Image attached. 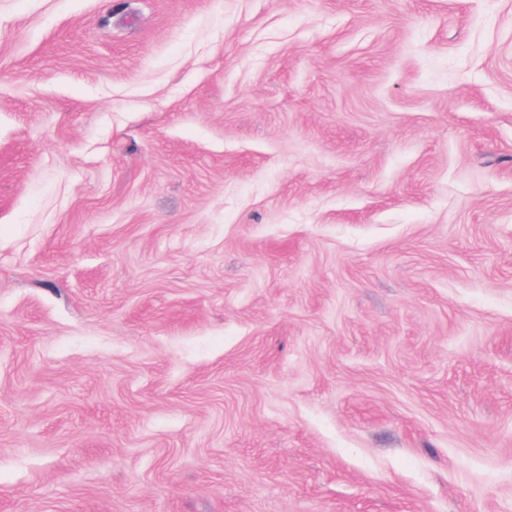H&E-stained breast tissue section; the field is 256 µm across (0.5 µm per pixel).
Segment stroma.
<instances>
[{
	"label": "stroma",
	"mask_w": 512,
	"mask_h": 512,
	"mask_svg": "<svg viewBox=\"0 0 512 512\" xmlns=\"http://www.w3.org/2000/svg\"><path fill=\"white\" fill-rule=\"evenodd\" d=\"M0 512H512V0H0Z\"/></svg>",
	"instance_id": "35a3bbf8"
}]
</instances>
